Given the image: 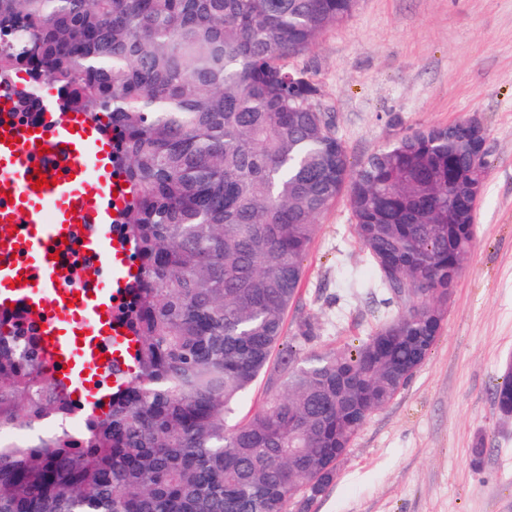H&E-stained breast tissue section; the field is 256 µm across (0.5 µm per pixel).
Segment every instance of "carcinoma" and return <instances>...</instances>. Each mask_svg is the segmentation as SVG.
I'll list each match as a JSON object with an SVG mask.
<instances>
[{
  "instance_id": "1",
  "label": "carcinoma",
  "mask_w": 512,
  "mask_h": 512,
  "mask_svg": "<svg viewBox=\"0 0 512 512\" xmlns=\"http://www.w3.org/2000/svg\"><path fill=\"white\" fill-rule=\"evenodd\" d=\"M357 0H0V82L47 80L63 112L104 121L138 260L123 312L134 372L64 428V389L0 323V512H292L336 476L375 411L424 364L474 246L487 170L466 121L399 136L353 166L316 86L283 61ZM347 194L397 314L323 351L304 319L283 341L318 215ZM422 292L399 302L406 284ZM278 353V384L237 406ZM512 410V367L495 390Z\"/></svg>"
}]
</instances>
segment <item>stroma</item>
<instances>
[{"label":"stroma","instance_id":"1","mask_svg":"<svg viewBox=\"0 0 512 512\" xmlns=\"http://www.w3.org/2000/svg\"><path fill=\"white\" fill-rule=\"evenodd\" d=\"M352 162L408 132L477 118L488 169L476 239L444 329L406 387L365 422L308 512H512V417L494 391L512 363V0H359L307 53ZM284 326L302 318L332 349L391 314L374 291L346 198L318 216ZM482 457H474L475 444Z\"/></svg>","mask_w":512,"mask_h":512}]
</instances>
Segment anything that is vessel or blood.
<instances>
[{
    "label": "vessel or blood",
    "instance_id": "1",
    "mask_svg": "<svg viewBox=\"0 0 512 512\" xmlns=\"http://www.w3.org/2000/svg\"><path fill=\"white\" fill-rule=\"evenodd\" d=\"M0 103V314L22 307L36 322L42 355L64 387L100 390L89 383L101 361L119 359L131 339L113 314L106 290L65 280L62 262L72 248L117 272L130 253L112 236L110 209L122 205L123 179L112 165V141L82 112H42L14 123ZM45 175L48 185L34 189Z\"/></svg>",
    "mask_w": 512,
    "mask_h": 512
}]
</instances>
